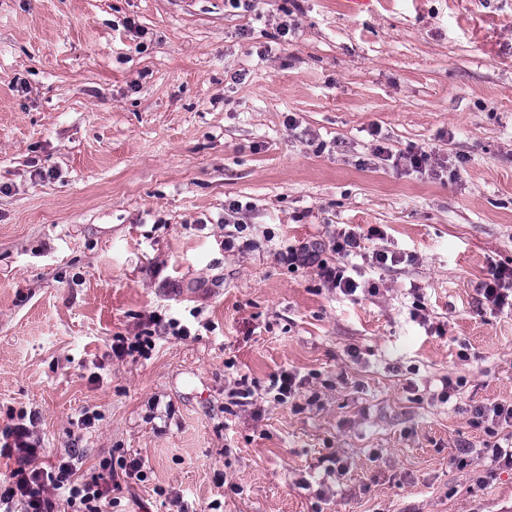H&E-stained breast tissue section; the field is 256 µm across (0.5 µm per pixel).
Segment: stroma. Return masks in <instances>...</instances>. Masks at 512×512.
I'll return each mask as SVG.
<instances>
[{"label": "stroma", "mask_w": 512, "mask_h": 512, "mask_svg": "<svg viewBox=\"0 0 512 512\" xmlns=\"http://www.w3.org/2000/svg\"><path fill=\"white\" fill-rule=\"evenodd\" d=\"M348 230L355 295L281 257ZM494 265L512 0H0V430L37 414L80 478L141 460L112 512H512ZM156 314L189 336L113 356ZM296 380L297 376L287 371L274 375L270 379L266 393L276 392L275 398L280 401H286V399L294 397L296 391L302 385L301 379L298 382Z\"/></svg>", "instance_id": "1"}]
</instances>
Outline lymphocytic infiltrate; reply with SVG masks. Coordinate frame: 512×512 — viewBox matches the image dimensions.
Segmentation results:
<instances>
[{"mask_svg":"<svg viewBox=\"0 0 512 512\" xmlns=\"http://www.w3.org/2000/svg\"><path fill=\"white\" fill-rule=\"evenodd\" d=\"M320 243L302 242L288 246L286 259L290 264L314 267L328 287L352 295L357 282L346 276L343 266L320 259ZM0 456L15 457L17 466L10 473V483L0 492V512H59L67 505L69 512H104L113 506L112 491L120 487L125 476L142 475L140 460L112 464L100 462V470L90 478L75 476V457L66 454L55 461L45 462L40 438L25 415L0 430Z\"/></svg>","mask_w":512,"mask_h":512,"instance_id":"1","label":"lymphocytic infiltrate"}]
</instances>
